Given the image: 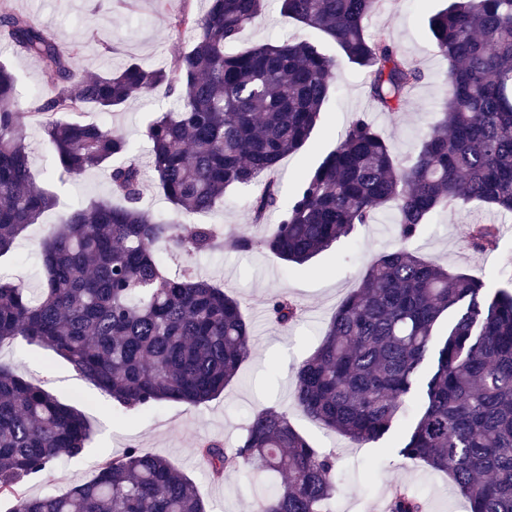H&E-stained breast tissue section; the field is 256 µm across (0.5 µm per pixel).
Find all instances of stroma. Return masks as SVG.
Segmentation results:
<instances>
[{
    "label": "stroma",
    "instance_id": "stroma-1",
    "mask_svg": "<svg viewBox=\"0 0 512 512\" xmlns=\"http://www.w3.org/2000/svg\"><path fill=\"white\" fill-rule=\"evenodd\" d=\"M8 9L27 15L51 29L63 42L82 40L83 48L72 61L77 75L107 73L134 59L144 65L171 61L192 38L174 29L172 21L183 9L202 11V0H168L158 11L155 0H5ZM439 0H389L368 23L369 29H385L402 53L418 64L424 77L413 89L399 115L379 111L368 95V76L345 67L337 77L338 91L325 106L308 143L279 166L283 197H291L300 167H314L341 140L349 122L358 114L369 116L387 136L394 154L412 159L422 136L437 118L447 93L446 63L437 56L428 37L425 20ZM320 32L308 29L282 14L278 0H267L264 15L243 32L239 45L247 48L268 42L321 40ZM0 60L9 63L17 76V106L32 111L43 75L38 61L13 46L0 42ZM175 102L164 90L132 101L120 112L108 115L109 125L126 135L131 151L147 157L149 145L143 135L147 122L168 111ZM30 165L38 185L56 196L54 209L39 223L28 227L12 256L0 259V275L41 288L44 271L39 243L60 225L72 208L107 197L105 175L93 171L80 179L63 176L35 120L27 122ZM252 188L229 191L223 207L196 215L199 223L217 225L225 235L250 228L260 236L264 227L251 223ZM487 209L472 202L456 210L439 211L413 243L424 259L465 273L481 281L487 293L512 289V223L506 224L496 248L477 252L466 244L467 229L476 220L491 221ZM397 245L390 211L376 214L371 224L358 227L349 237L303 265H287L257 249L240 253L223 246L210 255L187 260L170 252V268L193 265L197 276L224 287L241 300L246 316L255 325L252 351L238 376L217 399L198 407L168 403L141 413L124 411L109 395L80 376L53 351L22 339L0 346V362L14 368L32 383L44 386L61 402L81 410L89 419L91 434L81 456L54 463L42 477L27 483L31 494L65 493L72 486L92 479L96 464L122 454L126 448L170 458L197 485L209 512H252L260 488L274 485L275 473L246 470L213 479L200 461V441L213 440L224 448L237 447L255 411L274 409L287 413L293 425L314 447L336 455L333 479L337 486L330 501L331 512H385L394 485L410 486L425 505V512H466V503L449 477L422 463L402 460L398 448L402 427L392 428L383 439L361 447L322 429L294 405L297 367L319 346L337 305L362 282L370 261ZM288 291L301 306V318L288 325L269 323L264 303L275 292Z\"/></svg>",
    "mask_w": 512,
    "mask_h": 512
}]
</instances>
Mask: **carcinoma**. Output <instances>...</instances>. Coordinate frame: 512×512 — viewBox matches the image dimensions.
Here are the masks:
<instances>
[{
	"instance_id": "obj_1",
	"label": "carcinoma",
	"mask_w": 512,
	"mask_h": 512,
	"mask_svg": "<svg viewBox=\"0 0 512 512\" xmlns=\"http://www.w3.org/2000/svg\"><path fill=\"white\" fill-rule=\"evenodd\" d=\"M385 2L281 0L283 13L336 46L334 57L308 39L231 51L265 0H206L204 12L175 20L193 40L170 66L131 60L82 77L71 68L82 42L63 43L28 16L0 11V38L38 60L43 74L35 111L21 112L16 76L0 63V257L55 205L30 171L27 119L42 118L59 167L72 177L128 155L107 169L110 196L68 212L40 243L37 293L0 279V346L19 337L43 345L130 410L196 407L238 375L254 336L239 301L188 270L171 275L159 253L162 244L187 256L212 251L221 244L217 228L186 227L140 207L143 166L125 134L60 118L87 108L118 112L163 87L178 109L151 120L144 136L155 182L178 214L210 211L228 189L251 185L252 223L279 213L262 238L246 229L233 235L238 251L259 248L304 264L394 207L398 247L374 258L337 306L321 344L297 368L294 403L353 444L380 440L405 419L434 337L461 306L399 454L447 473L468 512H512V292L488 300L482 283L412 249L440 210L479 202L512 215V0H448L427 18L433 49L448 62V95L411 163L359 115L281 201L278 165L308 141L337 70L367 72L371 99L392 114L422 80L385 31L368 30ZM499 236L497 225L475 223L468 244L490 251ZM300 312L286 292L266 302L267 318L280 326ZM89 436L83 412L0 363V496L13 501L10 512H208L194 481L169 458L132 447L98 462L91 480L64 494L22 490L54 460L80 455ZM197 452L215 479L241 468L283 476L254 512H323L336 495L335 456L276 410L258 411L234 450L202 442ZM387 512L425 510L396 485Z\"/></svg>"
}]
</instances>
